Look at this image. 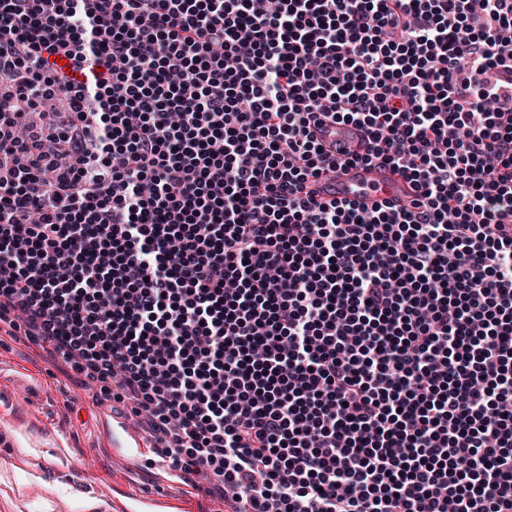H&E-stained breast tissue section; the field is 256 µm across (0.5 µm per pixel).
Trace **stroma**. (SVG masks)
Here are the masks:
<instances>
[{
	"instance_id": "obj_1",
	"label": "stroma",
	"mask_w": 512,
	"mask_h": 512,
	"mask_svg": "<svg viewBox=\"0 0 512 512\" xmlns=\"http://www.w3.org/2000/svg\"><path fill=\"white\" fill-rule=\"evenodd\" d=\"M224 512L223 500L183 495L146 459L123 456L103 432L92 390L43 350L0 344V512Z\"/></svg>"
}]
</instances>
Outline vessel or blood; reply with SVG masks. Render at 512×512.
Instances as JSON below:
<instances>
[{
	"label": "vessel or blood",
	"instance_id": "1",
	"mask_svg": "<svg viewBox=\"0 0 512 512\" xmlns=\"http://www.w3.org/2000/svg\"><path fill=\"white\" fill-rule=\"evenodd\" d=\"M316 135L336 161L335 169L324 173L313 184L319 200L351 202L366 208L383 204L394 209L411 207L416 200L417 193L411 181L402 173L375 164L350 165L353 155L366 151L367 142L358 129L328 121ZM105 425L112 430L113 447L126 454L145 453L146 447L126 415L113 413Z\"/></svg>",
	"mask_w": 512,
	"mask_h": 512
}]
</instances>
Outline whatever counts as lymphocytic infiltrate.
<instances>
[{
    "label": "lymphocytic infiltrate",
    "mask_w": 512,
    "mask_h": 512,
    "mask_svg": "<svg viewBox=\"0 0 512 512\" xmlns=\"http://www.w3.org/2000/svg\"><path fill=\"white\" fill-rule=\"evenodd\" d=\"M1 336L229 512H512V0H0ZM316 135L336 159V169L328 170L312 185L319 200L351 202L369 209L377 204L393 209L410 208L416 200L412 182L389 166L347 165L353 155L366 151L367 142L358 129L326 121Z\"/></svg>",
    "instance_id": "lymphocytic-infiltrate-1"
}]
</instances>
